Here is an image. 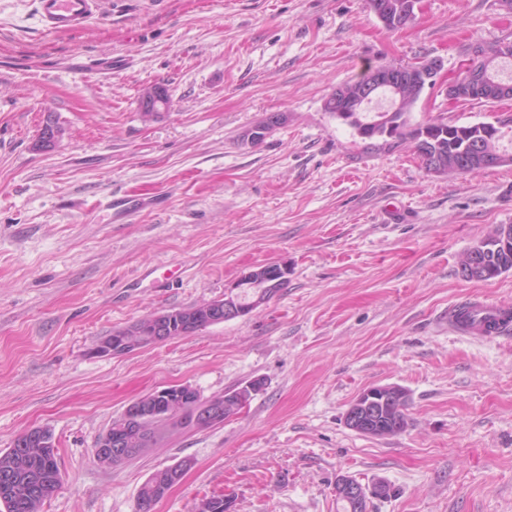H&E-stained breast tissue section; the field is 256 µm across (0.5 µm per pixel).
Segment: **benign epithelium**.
I'll return each mask as SVG.
<instances>
[{"instance_id": "1", "label": "benign epithelium", "mask_w": 512, "mask_h": 512, "mask_svg": "<svg viewBox=\"0 0 512 512\" xmlns=\"http://www.w3.org/2000/svg\"><path fill=\"white\" fill-rule=\"evenodd\" d=\"M379 21L385 28L401 27L414 18L417 0H403L393 3L392 0H368ZM441 69L437 60H429L415 66L378 67L366 73V79L358 84L357 96L349 98L342 93L329 96L331 105L336 107V116L347 122H354L355 112H363L379 94L394 93L404 83L433 86ZM446 96L450 101L470 100L474 98L492 99L494 94L481 83V78L466 70L462 75L448 81ZM169 91L161 86L149 89L142 95L140 107L153 117L167 111ZM286 116L282 113L267 115L261 122L251 127L244 134V139L251 144L260 142L274 128L282 125ZM498 131L494 127L485 126L480 129V136L468 140V149L458 158V169L467 170L472 164L482 162L491 166L511 164L512 157L486 149V144L495 140ZM63 138V130L57 125L52 115L45 116L36 149L44 152L56 149ZM495 240L493 249L505 256L512 255V225L501 224L492 232ZM488 247L480 243L471 249V259L462 275L471 280H480L488 276ZM288 269L278 264L256 266L242 275L224 294V298L216 300L203 308H191L184 311H164L153 316L148 339L151 344H158L173 338V321L182 326L196 327L200 331L209 326L221 324L247 315L253 309L267 301L274 292V287L286 280ZM146 347V344L126 339L124 330L112 332L109 341L99 344L94 354L99 357L127 355ZM260 389L259 381L254 380L245 386L231 391L226 395L203 398L194 389L185 385H171L156 390L148 395L131 401L117 419V422L106 430L99 439L97 451L112 458V465L118 466L141 455V449L129 448L128 435H141L143 428L158 419H165L168 426H173L184 419L171 417L167 407L180 402L188 405L191 426L195 428H211L224 423L228 419L225 404L231 400L243 407L251 395ZM405 391L396 385H377L362 391L349 406L346 425L357 431L378 433L382 430H398L399 421L385 417L383 406L387 401L402 403ZM31 441H38L46 448L55 446L48 427H33L19 433L12 442L14 448H24ZM335 495L348 504L350 512H370L371 501L386 494V485L377 482L373 486H365L356 478L341 475L336 479Z\"/></svg>"}]
</instances>
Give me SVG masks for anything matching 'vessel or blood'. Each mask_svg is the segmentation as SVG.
<instances>
[{"label":"vessel or blood","instance_id":"1","mask_svg":"<svg viewBox=\"0 0 512 512\" xmlns=\"http://www.w3.org/2000/svg\"><path fill=\"white\" fill-rule=\"evenodd\" d=\"M39 5L47 31L73 32L93 19L98 0H39ZM448 321L459 333L494 338L512 332V305L477 296L449 309Z\"/></svg>","mask_w":512,"mask_h":512}]
</instances>
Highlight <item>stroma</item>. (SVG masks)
I'll return each instance as SVG.
<instances>
[{"mask_svg":"<svg viewBox=\"0 0 512 512\" xmlns=\"http://www.w3.org/2000/svg\"><path fill=\"white\" fill-rule=\"evenodd\" d=\"M496 42H512L498 0H420L392 31L367 0H100L68 34L45 30L38 0H0V451L52 429L61 487L40 512H137L147 478L185 458L151 512H195L213 494L234 512H336L344 474L388 485L372 512H512V334L445 320L473 295L512 303V271L461 275L512 224V164L430 173L410 141L362 138L325 108L368 68L437 59L411 123L506 118L512 100L444 92L473 46ZM153 85L172 107L148 122L139 97ZM273 112L286 123L246 143ZM49 113L64 136L41 152ZM268 263L288 286L248 315L94 355L114 330L222 299ZM256 378L222 425L95 461L132 400ZM385 384L409 396L405 429H349L352 401Z\"/></svg>","mask_w":512,"mask_h":512,"instance_id":"1","label":"stroma"}]
</instances>
